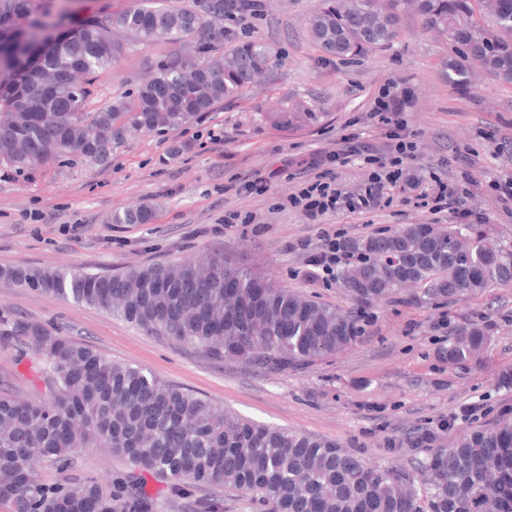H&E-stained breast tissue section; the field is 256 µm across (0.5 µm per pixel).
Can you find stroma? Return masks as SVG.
I'll return each instance as SVG.
<instances>
[{"mask_svg": "<svg viewBox=\"0 0 512 512\" xmlns=\"http://www.w3.org/2000/svg\"><path fill=\"white\" fill-rule=\"evenodd\" d=\"M321 0H261V14L226 38L225 47L266 42L275 66L236 99L224 101L188 126L162 136L131 131L99 169L51 163L34 177L0 170V269L117 270L208 253L252 268L280 287L329 305L348 306L335 280L314 259L323 230L369 235L402 224H451V212L414 205L411 185L425 183L447 163L449 178L469 171L475 185L462 209L486 215L497 239L512 245V213L491 194V180L512 176V84L469 61L468 91L449 86L450 42L424 30L406 4L400 36L355 58L324 54L308 37L307 21ZM121 56L104 71L95 103L128 95L149 81L173 53L192 56L193 42L143 43L124 35ZM395 83L403 118L418 150L406 171L411 185L364 214L340 209L317 219L286 208L312 172L313 158H331L347 141L387 153L386 130L368 116L382 87ZM271 112H305L297 131L274 129ZM181 153H173V146ZM263 180V194L236 184ZM150 208L144 224H115L113 214ZM229 212L243 222L228 224ZM421 288L371 309L360 338L343 352L299 368L263 373L244 361H217L189 345L149 335L99 308L77 305L0 279V308L90 345L116 362L153 371L218 409L274 427L337 441L365 453L374 465L411 468L422 448H398L408 431L427 429L443 445L512 408L499 388L512 368V284L498 285L453 305L419 303ZM470 318L490 335L486 350L466 368L451 369L437 352L447 323ZM448 429H441V421ZM126 457L85 448L74 471L108 484L127 470Z\"/></svg>", "mask_w": 512, "mask_h": 512, "instance_id": "1", "label": "stroma"}]
</instances>
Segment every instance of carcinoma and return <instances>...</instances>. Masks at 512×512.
I'll return each mask as SVG.
<instances>
[{
	"mask_svg": "<svg viewBox=\"0 0 512 512\" xmlns=\"http://www.w3.org/2000/svg\"><path fill=\"white\" fill-rule=\"evenodd\" d=\"M225 0L185 7L141 4L97 9L72 22L55 0H0V165L34 175L50 162L107 166L127 127L165 135L233 98L269 70L259 39L229 51ZM423 28L453 44L448 81L470 85L467 62L481 60L512 81V0H418ZM400 0H324L308 36L324 52L355 57L399 36ZM176 42L192 37L199 56H173L132 96L92 104L100 73L122 52L115 35ZM142 208L112 216L144 224ZM354 261L336 274L350 300L338 308L300 296L221 254L91 273L4 269L0 276L31 291L98 307L154 336L238 358L267 372L309 365L355 343L374 304L404 281L422 301L452 304L512 283V246L476 224H405L343 240ZM235 283L224 295V278ZM288 320V333L281 322ZM475 320L448 325L438 350L452 369L486 347ZM0 345L27 360L43 383L30 398L0 395V503L8 512H165L199 488L251 496L260 512H512V416L459 435L449 447L428 433L431 450L412 471L369 464L359 451L327 438L267 427L219 411L153 372L120 364L41 323L0 309ZM105 447L131 470L110 487L71 473L82 448ZM40 457L60 472L48 482L31 469ZM141 472L168 482L174 499L148 495ZM193 512H224L218 498L195 499Z\"/></svg>",
	"mask_w": 512,
	"mask_h": 512,
	"instance_id": "carcinoma-1",
	"label": "carcinoma"
}]
</instances>
